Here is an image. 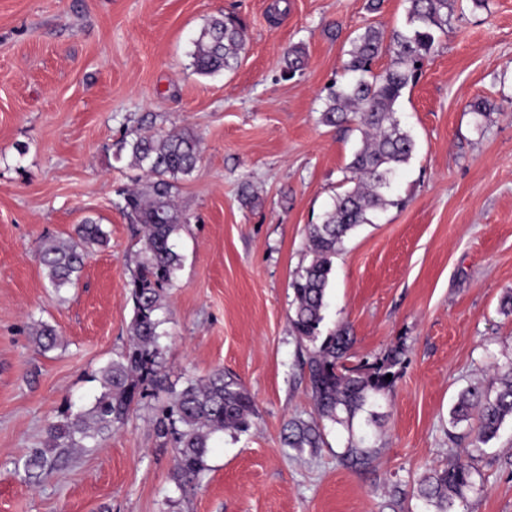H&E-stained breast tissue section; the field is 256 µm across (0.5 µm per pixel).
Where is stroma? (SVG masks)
I'll use <instances>...</instances> for the list:
<instances>
[{
  "label": "stroma",
  "instance_id": "stroma-1",
  "mask_svg": "<svg viewBox=\"0 0 512 512\" xmlns=\"http://www.w3.org/2000/svg\"><path fill=\"white\" fill-rule=\"evenodd\" d=\"M406 0H0V512H434L419 477L467 443L449 412L470 384L512 359V0H457L397 115L416 141L392 182L401 207L358 226L333 260L320 330L347 324L353 362L403 350L376 423H319L317 448L288 447L289 422L314 417L306 344L290 323L308 225L349 189L359 139L320 121L346 83L350 42L366 26L405 29ZM245 27L238 66L191 67L207 18ZM301 47L305 64L284 70ZM493 104L476 126L471 106ZM188 131L201 158L179 184L188 217L166 291L159 344L168 384L216 369L237 377L257 415L213 438L205 471L177 488L173 450L144 399L100 447L25 480L17 461L42 447L65 406L90 403L93 377L127 346L128 284L140 244L123 189L147 179L120 157L137 127ZM254 196L240 199L241 188ZM102 224L74 287L53 292L39 258L85 219ZM57 346L40 351L38 323ZM371 448L352 465L349 438ZM474 486L457 512H512V420L470 457Z\"/></svg>",
  "mask_w": 512,
  "mask_h": 512
}]
</instances>
